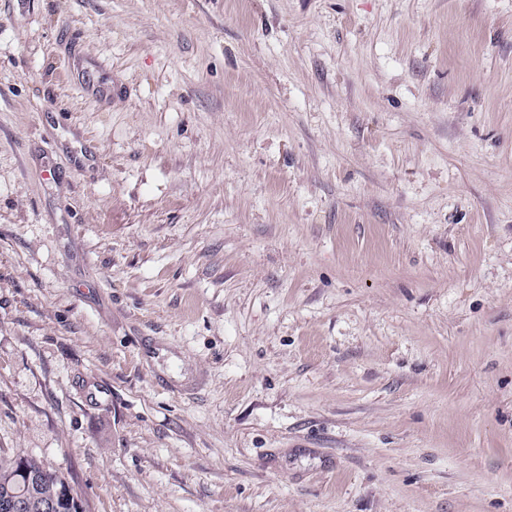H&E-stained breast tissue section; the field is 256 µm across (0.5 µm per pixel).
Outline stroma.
Instances as JSON below:
<instances>
[{
	"instance_id": "1",
	"label": "stroma",
	"mask_w": 512,
	"mask_h": 512,
	"mask_svg": "<svg viewBox=\"0 0 512 512\" xmlns=\"http://www.w3.org/2000/svg\"><path fill=\"white\" fill-rule=\"evenodd\" d=\"M0 455L512 512V0H0Z\"/></svg>"
}]
</instances>
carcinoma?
Returning a JSON list of instances; mask_svg holds the SVG:
<instances>
[{
	"mask_svg": "<svg viewBox=\"0 0 512 512\" xmlns=\"http://www.w3.org/2000/svg\"><path fill=\"white\" fill-rule=\"evenodd\" d=\"M60 493L66 496L62 512H80L78 493L65 478L46 471L31 457L0 459V500L24 497L21 512H45V502Z\"/></svg>",
	"mask_w": 512,
	"mask_h": 512,
	"instance_id": "carcinoma-1",
	"label": "carcinoma"
}]
</instances>
